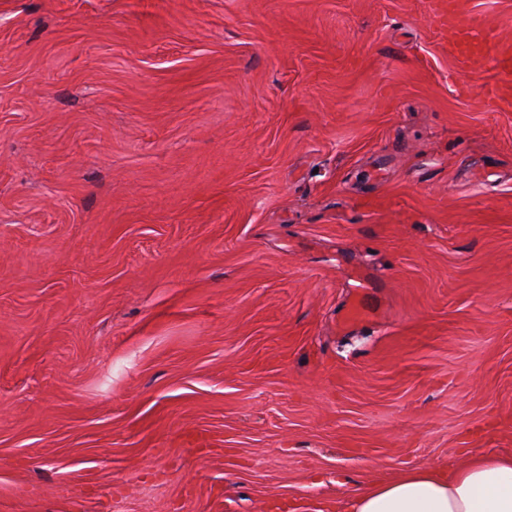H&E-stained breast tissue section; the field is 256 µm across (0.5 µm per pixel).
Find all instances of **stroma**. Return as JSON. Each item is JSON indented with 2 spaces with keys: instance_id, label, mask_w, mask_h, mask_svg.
<instances>
[{
  "instance_id": "35a3bbf8",
  "label": "stroma",
  "mask_w": 512,
  "mask_h": 512,
  "mask_svg": "<svg viewBox=\"0 0 512 512\" xmlns=\"http://www.w3.org/2000/svg\"><path fill=\"white\" fill-rule=\"evenodd\" d=\"M495 79L433 0H0V512H345L512 455Z\"/></svg>"
}]
</instances>
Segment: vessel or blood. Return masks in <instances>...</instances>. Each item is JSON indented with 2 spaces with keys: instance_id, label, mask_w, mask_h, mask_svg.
I'll list each match as a JSON object with an SVG mask.
<instances>
[{
  "instance_id": "vessel-or-blood-1",
  "label": "vessel or blood",
  "mask_w": 512,
  "mask_h": 512,
  "mask_svg": "<svg viewBox=\"0 0 512 512\" xmlns=\"http://www.w3.org/2000/svg\"><path fill=\"white\" fill-rule=\"evenodd\" d=\"M437 14L447 32L448 55L458 69L473 70L484 59H493L499 70L498 82L481 86L479 96L484 105L512 107V45L500 40L497 33H475L467 17L464 0H447Z\"/></svg>"
}]
</instances>
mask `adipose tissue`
I'll return each instance as SVG.
<instances>
[{
    "mask_svg": "<svg viewBox=\"0 0 512 512\" xmlns=\"http://www.w3.org/2000/svg\"><path fill=\"white\" fill-rule=\"evenodd\" d=\"M346 512H512V456L471 451L454 468L428 466L376 480Z\"/></svg>",
    "mask_w": 512,
    "mask_h": 512,
    "instance_id": "ef3b65f1",
    "label": "adipose tissue"
}]
</instances>
